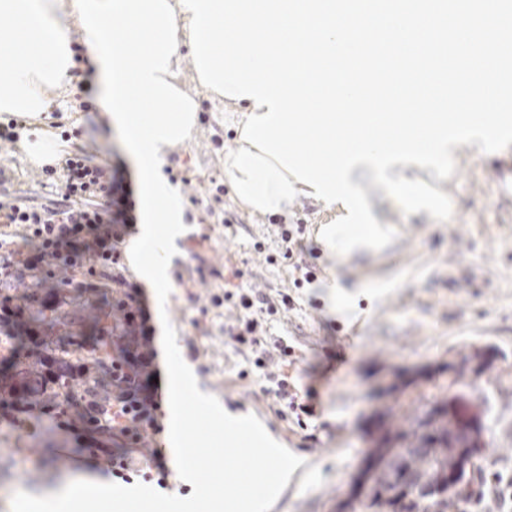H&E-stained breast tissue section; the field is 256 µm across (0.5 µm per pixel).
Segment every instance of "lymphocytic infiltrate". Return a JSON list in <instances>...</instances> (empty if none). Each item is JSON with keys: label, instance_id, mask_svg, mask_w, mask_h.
<instances>
[{"label": "lymphocytic infiltrate", "instance_id": "lymphocytic-infiltrate-1", "mask_svg": "<svg viewBox=\"0 0 512 512\" xmlns=\"http://www.w3.org/2000/svg\"><path fill=\"white\" fill-rule=\"evenodd\" d=\"M66 206L54 204L34 207L8 198L0 199V326L26 332L33 343H40L39 332L31 328L25 304L7 294L6 289L22 278H41L47 260L79 273L80 287L96 289V272H111L117 293L112 307L120 312L126 335L112 355V391L101 394L98 378L81 362L67 363L70 374L85 381L82 392L65 397L76 416L103 438H124L135 444L144 430L160 432L157 400L159 371L154 365V330L144 301L127 291V282L114 267L119 259L123 229L136 223L133 180L123 168L106 171L92 165L86 156L66 158L57 182ZM22 230L24 246L10 239L9 227ZM232 303L237 311L229 336L238 345L250 347L256 368H265L269 353L264 347L266 323L257 318V305L270 315L274 305L264 304L253 292H225L213 296L214 306Z\"/></svg>", "mask_w": 512, "mask_h": 512}]
</instances>
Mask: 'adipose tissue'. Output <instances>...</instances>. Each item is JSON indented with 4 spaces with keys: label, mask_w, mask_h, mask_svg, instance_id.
I'll return each instance as SVG.
<instances>
[{
    "label": "adipose tissue",
    "mask_w": 512,
    "mask_h": 512,
    "mask_svg": "<svg viewBox=\"0 0 512 512\" xmlns=\"http://www.w3.org/2000/svg\"><path fill=\"white\" fill-rule=\"evenodd\" d=\"M191 17L179 0H0V112L23 118L19 145L38 167L57 164L69 148L48 119L54 97L72 80L70 31L80 25L93 52L96 99L139 176V235L128 260L161 295L169 286L166 251L183 222L180 191L162 168L171 148L191 140L201 99L220 98L180 78ZM112 490L110 481L85 473L25 496L34 506L65 501L72 512H94L111 505Z\"/></svg>",
    "instance_id": "1"
}]
</instances>
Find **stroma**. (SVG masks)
Segmentation results:
<instances>
[{"label": "stroma", "instance_id": "1", "mask_svg": "<svg viewBox=\"0 0 512 512\" xmlns=\"http://www.w3.org/2000/svg\"><path fill=\"white\" fill-rule=\"evenodd\" d=\"M75 94L85 105L53 108L62 134L76 132L71 153L113 169L128 165L118 132L94 102L96 73L91 52L77 60ZM229 112L202 100L192 141L174 147L163 172L184 200V222L167 253L172 285L168 316L183 359L201 391L215 395L224 410L253 414L267 432L303 463L292 473L270 512H336L357 474L378 420L403 419L429 409L453 393L448 365L473 348L491 349L492 367L466 376L464 392L482 408L485 427L484 481L462 512H512L505 495L512 481V146L484 155L461 147L456 169L432 187L451 196L453 215L444 222L420 211L403 215L379 187L368 186L380 223L395 226L397 238L379 251L335 258L324 249L321 229L335 212L310 197L299 198L288 216H260L233 196L224 156L236 147ZM6 182L0 193L28 206L62 204L43 184L41 168L25 162L19 149H0ZM291 230L294 245L281 239ZM316 279L302 280L305 266ZM239 278H225V271ZM257 288L280 311L272 340L291 347L285 372L298 399H311L315 414L306 427L281 417L274 384L250 368L251 355L226 335L236 312L211 298L225 288ZM57 291L63 309L77 320L67 331L47 333L50 344L77 350L80 358L112 363V290L89 295L72 288L63 274L45 281L15 282L17 296ZM289 306H281L283 296ZM351 349L350 362L335 372L328 355ZM160 440L169 476L147 478L163 493L187 497L190 483L178 476L167 432L144 437L128 450L144 467L152 440ZM97 436L61 427L55 412L33 407L0 415V512H12L20 488H36L80 473L111 477L92 455Z\"/></svg>", "mask_w": 512, "mask_h": 512}]
</instances>
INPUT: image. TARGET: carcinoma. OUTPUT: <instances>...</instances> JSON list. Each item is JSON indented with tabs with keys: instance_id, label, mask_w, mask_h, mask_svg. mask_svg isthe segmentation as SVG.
Wrapping results in <instances>:
<instances>
[{
	"instance_id": "1",
	"label": "carcinoma",
	"mask_w": 512,
	"mask_h": 512,
	"mask_svg": "<svg viewBox=\"0 0 512 512\" xmlns=\"http://www.w3.org/2000/svg\"><path fill=\"white\" fill-rule=\"evenodd\" d=\"M446 408H434L413 417L407 425L387 424L368 449L367 459L376 462L370 480L368 501L363 512H461L475 494L473 485L482 474V458L476 457L467 486L452 491L443 484L452 466L455 447L448 421L441 417ZM401 473L414 477V484L401 489L395 478Z\"/></svg>"
}]
</instances>
